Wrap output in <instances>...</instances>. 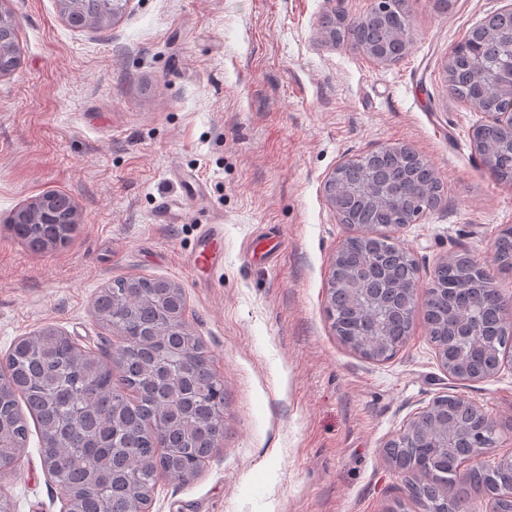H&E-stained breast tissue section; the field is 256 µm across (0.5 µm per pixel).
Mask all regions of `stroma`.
Here are the masks:
<instances>
[{"instance_id": "35a3bbf8", "label": "stroma", "mask_w": 512, "mask_h": 512, "mask_svg": "<svg viewBox=\"0 0 512 512\" xmlns=\"http://www.w3.org/2000/svg\"><path fill=\"white\" fill-rule=\"evenodd\" d=\"M412 41L383 65L326 43L331 8L369 0H125L119 17L71 27L58 0H0L19 67L0 74V358L46 326L105 356L101 288L164 279L224 381V441L197 476L161 478L150 512H423L386 444L437 397L465 395L497 423L486 458L512 451V366L480 382L440 365L422 316L390 360L361 357L325 313L337 251L356 235L324 193L340 164L407 145L443 185L394 236L425 297L435 267L470 253L512 297L494 259L512 226V184L473 142L481 115L452 98L449 51L512 0H407ZM54 191L79 224L34 249L14 211ZM212 260H189L202 249ZM13 512H59L31 432L0 474Z\"/></svg>"}]
</instances>
